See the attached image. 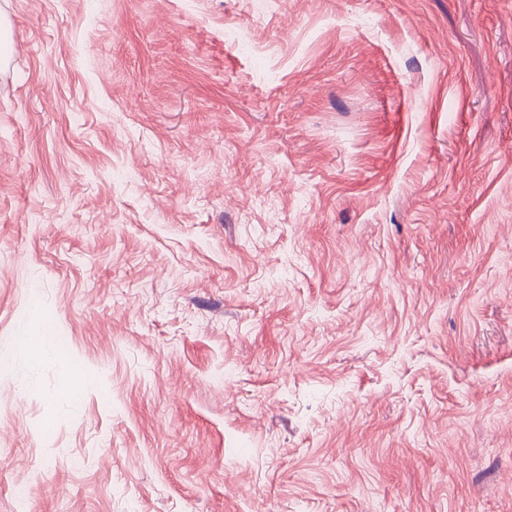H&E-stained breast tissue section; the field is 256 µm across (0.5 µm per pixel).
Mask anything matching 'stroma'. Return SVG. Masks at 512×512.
<instances>
[{"label": "stroma", "mask_w": 512, "mask_h": 512, "mask_svg": "<svg viewBox=\"0 0 512 512\" xmlns=\"http://www.w3.org/2000/svg\"><path fill=\"white\" fill-rule=\"evenodd\" d=\"M0 17V512H512V0Z\"/></svg>", "instance_id": "obj_1"}]
</instances>
